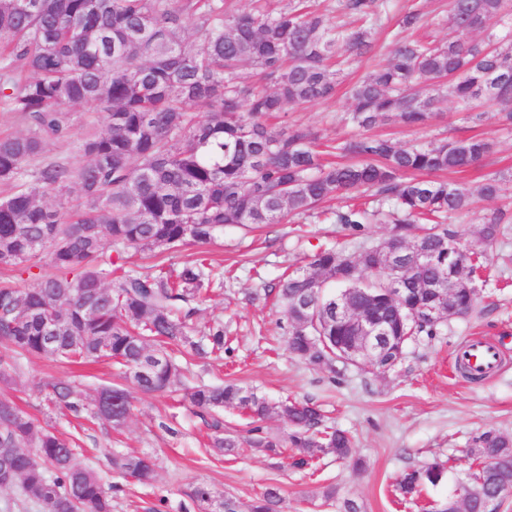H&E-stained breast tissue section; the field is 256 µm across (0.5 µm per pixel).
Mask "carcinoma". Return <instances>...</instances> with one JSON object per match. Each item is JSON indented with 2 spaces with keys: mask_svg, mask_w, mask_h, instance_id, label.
Masks as SVG:
<instances>
[{
  "mask_svg": "<svg viewBox=\"0 0 512 512\" xmlns=\"http://www.w3.org/2000/svg\"><path fill=\"white\" fill-rule=\"evenodd\" d=\"M245 13L231 14L224 0H0V103L27 124V132L0 135V378L17 371L18 360L44 357L67 364L106 360L122 369L144 394L165 396L181 383V366L168 354L177 345L197 358H224V325L200 339L190 336L193 303L224 287L205 255L178 269L125 270V248L177 252L211 244L226 226L281 224L343 196L351 200L332 212L335 223L358 228L372 220L393 224L400 243L430 254L408 276L410 300L424 306L412 317L394 308L386 290L390 273L384 244L349 252L316 251L306 265L283 276L274 297L288 317V349L319 371L339 372L336 343L350 335L331 316L328 292L368 288L377 300L366 310L384 319L395 346L432 336L458 312L470 313L477 293L457 288L448 314L430 312L429 283L454 269L448 251H462L448 220L466 214L473 193L438 178L464 171L488 156L493 142L469 137L428 146H401L390 138L361 136L340 150L352 158L325 165L316 138L300 126L271 129L267 121L290 104L331 98L337 71L330 61L361 57L373 48L371 30L384 0H338L361 22L355 29L331 27L322 15L297 5L275 9L252 0ZM201 21V43L185 42L184 17ZM455 39L433 45L397 41L388 63L351 89L350 119L363 129L380 119L411 128L429 124L442 95L461 110L484 99L512 125V98L494 77L512 78V0H448ZM498 28L495 50L474 42L475 31ZM87 105L107 112L105 128L86 137V163L45 156L48 142L68 133L69 110ZM200 105L207 116L195 110ZM77 185V195L54 206ZM372 193L387 209L369 211L355 203ZM512 217L493 211L483 217L481 238L507 234ZM48 270L34 288L18 280L34 267ZM313 307L301 315L298 303ZM58 322L57 344L46 347L42 326ZM112 413L85 403L69 381L49 384L48 401L85 413L113 428L132 409L130 391L104 385ZM186 397L213 431L210 447L228 455L242 444L279 455L294 448L293 466L322 455L348 460L351 437L325 422L310 402L270 401L235 383L198 384ZM241 408L263 420L276 415L291 427L280 439L256 426L242 436L224 430L220 412ZM478 469L459 487L465 512H484L512 494V437L487 431L477 440ZM112 470L136 485L155 476L147 457L114 453ZM439 461L411 468L397 489L411 499L441 481ZM0 489L16 492L39 512H112L124 485H104L84 459L83 449L40 423L0 394ZM190 508L217 505L216 512H241L233 497L215 500L209 485H196ZM279 488L270 486L248 512H278Z\"/></svg>",
  "mask_w": 512,
  "mask_h": 512,
  "instance_id": "cac0c4a2",
  "label": "carcinoma"
}]
</instances>
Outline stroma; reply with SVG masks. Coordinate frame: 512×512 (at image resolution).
Instances as JSON below:
<instances>
[{
  "mask_svg": "<svg viewBox=\"0 0 512 512\" xmlns=\"http://www.w3.org/2000/svg\"><path fill=\"white\" fill-rule=\"evenodd\" d=\"M420 4L423 19L413 30L416 38L440 42L453 38L448 26V0H387L373 34V51L344 63L335 96L305 107L287 106L274 126L288 123L316 134L320 143H342L362 136L352 124V85L387 62L399 20L411 4ZM106 115L77 106L70 114L68 137L51 142L47 155L82 164V139L100 130ZM372 134L387 135L403 145H426L440 140L478 135L494 143L493 152L475 167L451 174V181L478 191L485 179L506 173L497 199L481 200L473 213L454 219L462 249L481 248V217L493 209L512 214V127L492 119H476L449 98L440 100L435 115L423 128H409L395 120L378 122ZM346 204L335 198L323 203L312 217L270 224L253 231L228 226L207 256L224 273V288L198 306L192 324L203 331L223 322L226 345L223 360L188 359L184 383L233 381L270 399L289 396L314 402L336 426L349 432L355 453L366 467L356 470L332 456L316 461L313 471L292 468L287 459L267 457L241 446L223 459L211 456L210 433L204 420L192 413L182 394L154 397L132 394V411L123 426L100 424L80 430L74 416L49 408L46 384L66 380L94 400L102 385L117 382L106 362L68 366L43 357L21 360L16 384L7 392L31 417L53 424L63 434L80 435L89 464L104 483L118 475L108 464L112 452L148 456L157 463L153 487H135L116 499L113 512H149L157 499L166 498L164 512H182L188 495L200 483L217 495H231L242 504L266 487H279L280 512H339L344 500L356 502L361 512H421L423 505L446 501L472 465L471 451L485 431L512 436V234L488 250L486 281L479 288L475 310L466 317L442 323L436 335L419 336L409 343L401 362L383 374L347 366L338 375L315 370L287 347L288 319L274 299L257 297V290L278 283L282 275L303 266L308 256L333 245L348 251L382 243L390 235L387 224H366L360 230L333 223L328 214ZM481 337L500 351L498 367L484 380L471 383L455 371V355L471 338ZM447 463L443 480L427 486L419 496L402 500L396 481L407 469L433 459ZM336 497L324 500V487Z\"/></svg>",
  "mask_w": 512,
  "mask_h": 512,
  "instance_id": "obj_1",
  "label": "stroma"
}]
</instances>
